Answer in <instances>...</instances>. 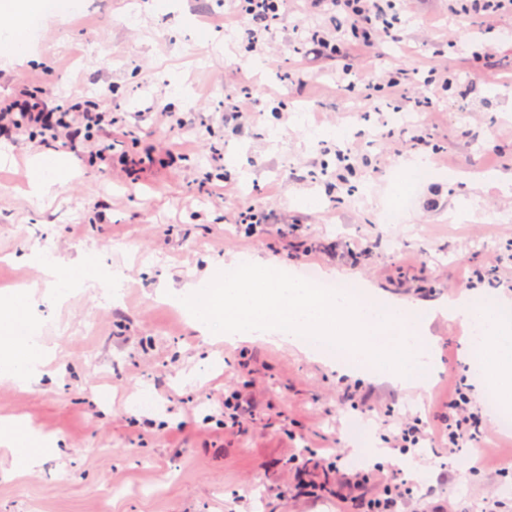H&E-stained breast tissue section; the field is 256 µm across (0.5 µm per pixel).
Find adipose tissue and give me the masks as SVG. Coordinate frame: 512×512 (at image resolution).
Listing matches in <instances>:
<instances>
[{"mask_svg":"<svg viewBox=\"0 0 512 512\" xmlns=\"http://www.w3.org/2000/svg\"><path fill=\"white\" fill-rule=\"evenodd\" d=\"M39 8L38 0H0V46L13 52L23 50L26 21ZM31 327V293L15 290L0 306V381L28 385L38 380L48 353L32 339L17 337L19 330ZM46 446V441L22 421L0 424V447L9 450L19 470L37 467Z\"/></svg>","mask_w":512,"mask_h":512,"instance_id":"1","label":"adipose tissue"}]
</instances>
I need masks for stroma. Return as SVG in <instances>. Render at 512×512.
Here are the masks:
<instances>
[{
    "label": "stroma",
    "mask_w": 512,
    "mask_h": 512,
    "mask_svg": "<svg viewBox=\"0 0 512 512\" xmlns=\"http://www.w3.org/2000/svg\"><path fill=\"white\" fill-rule=\"evenodd\" d=\"M238 8L78 0L75 15L40 10L30 51L0 56V98L43 88L50 111L91 99L114 118L108 173L95 137L72 149L47 131L0 138V287L33 291L34 333L58 352L38 383H0V417L59 444L28 472L0 456V512H342L336 495L297 496L292 457L398 470L410 487L398 512H485L492 501L512 512V431L464 360L460 320L431 322L436 377L424 391L339 375L285 343L204 338L162 297L239 256L427 305L468 289L512 297V191L494 182L512 173V13L462 21L449 0H395L400 41L330 56L308 40L328 17L304 0H286L259 53ZM346 67L357 75L347 89ZM399 67L415 73L407 96L436 105L416 115L423 146L374 89ZM431 69L447 87L424 84ZM243 81L250 96L236 91ZM47 153L70 175L37 199L29 164ZM419 157L427 177L405 183ZM248 206L265 226L253 238L238 228ZM47 246L98 274L122 268L119 299L85 287L48 298ZM470 267L482 280L463 281ZM242 383L251 411L221 429L224 391ZM457 386L481 411L486 448L426 446L400 467L387 435L410 417L446 423Z\"/></svg>",
    "instance_id": "stroma-1"
}]
</instances>
